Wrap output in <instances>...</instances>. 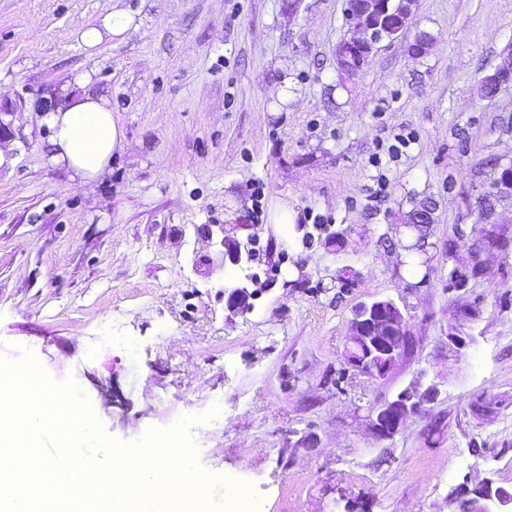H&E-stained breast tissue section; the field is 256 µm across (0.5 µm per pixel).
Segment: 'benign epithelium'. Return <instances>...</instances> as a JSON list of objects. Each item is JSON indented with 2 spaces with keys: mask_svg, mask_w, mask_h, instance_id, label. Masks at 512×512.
Instances as JSON below:
<instances>
[{
  "mask_svg": "<svg viewBox=\"0 0 512 512\" xmlns=\"http://www.w3.org/2000/svg\"><path fill=\"white\" fill-rule=\"evenodd\" d=\"M388 4L389 0H358L356 10L347 13L350 37L345 43L360 47L361 57L354 69L347 66L343 57L337 58V68L344 75L350 77L358 74L366 59L382 42L393 41L391 31L383 29ZM511 84L512 62L495 68L480 80V85L491 86L497 92ZM510 169L512 165L509 163L499 166L488 191L492 199V209L488 213H481L482 236L490 247L495 241V225L502 223L497 208L506 201L512 202V178L503 176ZM406 336V320L392 301L379 299L362 303L355 308L349 322L346 363L360 374L385 376L402 356ZM434 395L435 391L432 389L421 395L406 389L394 399L378 405L373 410L371 419L373 433L382 440L393 438L404 423L419 412L421 403L430 400ZM479 486L485 488V491L477 503L476 512H512V488L488 481L479 483Z\"/></svg>",
  "mask_w": 512,
  "mask_h": 512,
  "instance_id": "benign-epithelium-1",
  "label": "benign epithelium"
}]
</instances>
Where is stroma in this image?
Segmentation results:
<instances>
[{
    "label": "stroma",
    "instance_id": "stroma-1",
    "mask_svg": "<svg viewBox=\"0 0 512 512\" xmlns=\"http://www.w3.org/2000/svg\"><path fill=\"white\" fill-rule=\"evenodd\" d=\"M344 5L0 0V357L31 351L121 445L189 420L203 473L261 512H460L463 483L512 486V206L504 247L450 285L512 160V86L479 88L512 52V0H418L352 78ZM115 10L132 25L86 49L78 31ZM80 74L124 135L92 184L46 151L43 116ZM375 299L409 326L382 379L344 360ZM412 387L437 396L376 438L372 409Z\"/></svg>",
    "mask_w": 512,
    "mask_h": 512
}]
</instances>
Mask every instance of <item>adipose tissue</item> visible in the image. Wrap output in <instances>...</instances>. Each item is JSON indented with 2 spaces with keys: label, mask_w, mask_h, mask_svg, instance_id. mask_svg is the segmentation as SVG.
<instances>
[{
  "label": "adipose tissue",
  "mask_w": 512,
  "mask_h": 512,
  "mask_svg": "<svg viewBox=\"0 0 512 512\" xmlns=\"http://www.w3.org/2000/svg\"><path fill=\"white\" fill-rule=\"evenodd\" d=\"M75 82L79 93L65 94L43 117L50 131L47 150L53 163L67 166L82 183L90 184L107 172L122 141V130L108 100L87 92V75H78Z\"/></svg>",
  "instance_id": "obj_1"
}]
</instances>
